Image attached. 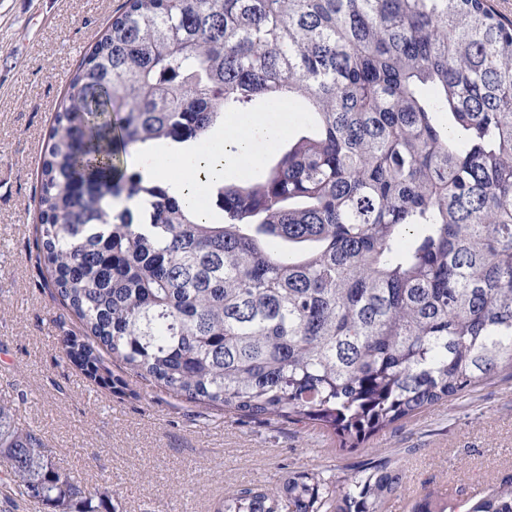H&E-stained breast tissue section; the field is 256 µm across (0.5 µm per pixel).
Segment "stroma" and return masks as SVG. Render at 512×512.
Returning <instances> with one entry per match:
<instances>
[{"mask_svg":"<svg viewBox=\"0 0 512 512\" xmlns=\"http://www.w3.org/2000/svg\"><path fill=\"white\" fill-rule=\"evenodd\" d=\"M123 0H0V404L39 430L58 465L109 487L119 512H218L234 488L278 486L290 473L337 480L395 463L400 492L384 512H412L446 483L493 488L512 476V377L438 403L351 453L318 430L234 414L210 420L171 393L125 375L87 379L63 353L61 308L37 259V167L56 102Z\"/></svg>","mask_w":512,"mask_h":512,"instance_id":"35a3bbf8","label":"stroma"}]
</instances>
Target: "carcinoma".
Instances as JSON below:
<instances>
[{
  "mask_svg": "<svg viewBox=\"0 0 512 512\" xmlns=\"http://www.w3.org/2000/svg\"><path fill=\"white\" fill-rule=\"evenodd\" d=\"M68 87L35 233L87 378L115 365L205 418L310 425L343 450L512 376V22L488 0H125ZM287 100L305 132L259 177L211 182L222 223L120 166ZM0 463L54 512H117L7 405ZM399 483L382 460L296 472L222 512H381ZM467 512H512V477Z\"/></svg>",
  "mask_w": 512,
  "mask_h": 512,
  "instance_id": "obj_1",
  "label": "carcinoma"
}]
</instances>
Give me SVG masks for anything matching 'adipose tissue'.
I'll list each match as a JSON object with an SVG mask.
<instances>
[{
    "instance_id": "adipose-tissue-1",
    "label": "adipose tissue",
    "mask_w": 512,
    "mask_h": 512,
    "mask_svg": "<svg viewBox=\"0 0 512 512\" xmlns=\"http://www.w3.org/2000/svg\"><path fill=\"white\" fill-rule=\"evenodd\" d=\"M288 132V117L274 111L254 114L244 119H236L224 130V136L208 142L198 149V161L179 160L176 154L164 156L162 164L152 165L150 175L162 176L164 169L180 170L177 187L181 192L200 195L205 187L203 176L198 175L197 163H206L212 176L219 177L229 168H248L259 163L263 145L270 143Z\"/></svg>"
}]
</instances>
